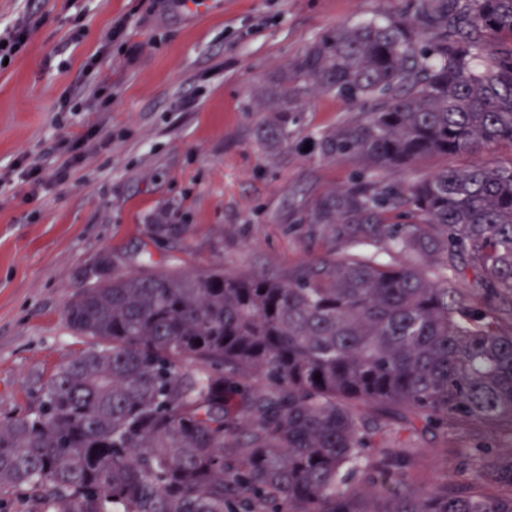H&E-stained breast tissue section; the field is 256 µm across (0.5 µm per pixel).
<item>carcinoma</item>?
<instances>
[{
    "mask_svg": "<svg viewBox=\"0 0 512 512\" xmlns=\"http://www.w3.org/2000/svg\"><path fill=\"white\" fill-rule=\"evenodd\" d=\"M302 80L361 108L320 138L329 159L378 172L512 151V0H416L324 35L269 90L278 142ZM309 220L399 253L459 252L480 287L512 302V162L363 181L318 199ZM66 317L93 347L40 383L36 411L0 420V501L26 491L45 512H512V455L483 445L471 449L476 478L429 493L405 454L382 452L383 508L349 484L391 416L413 428L436 416L474 438L512 432V326L448 276L365 250L282 275L151 266L88 278Z\"/></svg>",
    "mask_w": 512,
    "mask_h": 512,
    "instance_id": "obj_1",
    "label": "carcinoma"
}]
</instances>
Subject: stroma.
I'll return each mask as SVG.
<instances>
[{
  "mask_svg": "<svg viewBox=\"0 0 512 512\" xmlns=\"http://www.w3.org/2000/svg\"><path fill=\"white\" fill-rule=\"evenodd\" d=\"M410 0H0V31L35 29L0 66V420L36 405L39 379L92 346L65 309L100 255L121 272L160 266L275 274L350 255L348 239L308 219L314 201L361 176L322 156V134L358 109L313 84L294 95L288 141L269 138L267 90L339 27L406 13ZM128 18L122 40L113 22ZM512 160L424 159L378 181ZM40 172L28 177L32 164ZM152 224H180L171 239ZM421 491L467 477L471 441L440 424L389 421Z\"/></svg>",
  "mask_w": 512,
  "mask_h": 512,
  "instance_id": "stroma-1",
  "label": "stroma"
}]
</instances>
